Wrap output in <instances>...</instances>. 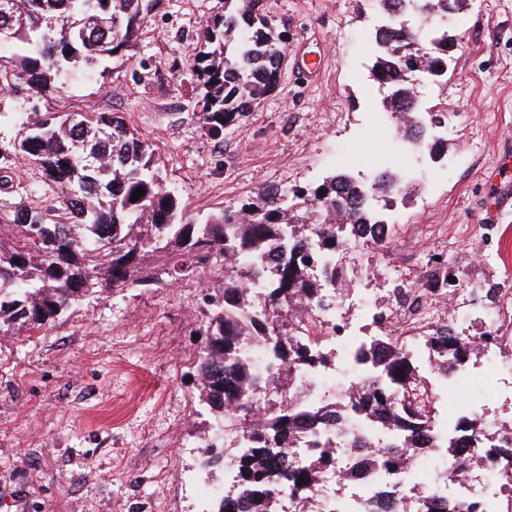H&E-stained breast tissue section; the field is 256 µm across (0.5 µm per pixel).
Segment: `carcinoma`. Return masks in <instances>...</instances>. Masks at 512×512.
Segmentation results:
<instances>
[{
  "mask_svg": "<svg viewBox=\"0 0 512 512\" xmlns=\"http://www.w3.org/2000/svg\"><path fill=\"white\" fill-rule=\"evenodd\" d=\"M3 3L10 9L0 8V28H9L10 35L0 39V91L40 98L60 92L79 60L89 67L130 46L159 0ZM289 34L288 24L268 19L263 0H224V13L207 20L191 62L199 87L195 117L204 131L222 136L277 88ZM376 36L385 53L372 71L391 89L384 108L405 114L414 102L409 81L418 72L443 68L448 35L433 39L422 55L400 27L388 26ZM13 148L58 192L45 207L0 201V331L15 325L41 330L99 286L161 283L158 277H139L149 252L173 276L196 273L221 258L220 300L196 330L206 337L198 365L201 396L214 417L203 464H226L234 472L235 491L221 496L215 512H271L282 486L290 487L299 512H305L319 476L336 466V448L322 441V450L306 464L295 467L288 460L304 420L321 417L319 409L301 411L285 399L292 374L299 364L326 360L295 340V313L320 292L322 283L312 270L336 252L346 225L358 227L373 244L385 241L374 233L372 212L361 206L368 192L344 174L314 189L262 187L199 223L184 220L150 146L108 113L86 112L76 122L69 114H37L19 131ZM139 188L144 195L131 201ZM257 280L267 284L261 300L250 288ZM430 348L458 364L473 354V342L441 327ZM357 361L381 365L404 391L416 375L398 350L382 361L375 346L364 345ZM352 401L361 413L353 421L374 423L390 441L371 446L363 468L399 470L414 439L428 430L425 414L376 387L361 388ZM460 425L477 431L486 421L473 411L458 423L448 421L454 430ZM229 436L237 443L247 439L250 448L226 458ZM460 454L457 444L448 442L439 460L443 472L453 474Z\"/></svg>",
  "mask_w": 512,
  "mask_h": 512,
  "instance_id": "carcinoma-1",
  "label": "carcinoma"
}]
</instances>
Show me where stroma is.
<instances>
[{"instance_id": "stroma-1", "label": "stroma", "mask_w": 512, "mask_h": 512, "mask_svg": "<svg viewBox=\"0 0 512 512\" xmlns=\"http://www.w3.org/2000/svg\"><path fill=\"white\" fill-rule=\"evenodd\" d=\"M224 0H161L134 47L73 72L63 92L40 100L0 97V166L12 169L10 201L48 204L55 196L13 141L30 112L88 110L120 117L159 152L162 176L187 218L203 220L260 186L316 187L344 173L372 185L385 172L402 186L374 193V212L391 236L371 261L349 252L342 293L368 289L381 305L405 276L420 308L427 289L447 278L467 289L450 327L468 337L498 322L502 290L512 289V205L499 210L491 181L512 167V0H483L411 24L446 27L448 66L418 87L427 134L376 136L371 121L387 89L371 68L384 23L379 0H266L273 23H288V47L316 63L308 84L283 68L277 88L223 139L208 136L193 111L190 71L197 34ZM454 116V134L432 125ZM221 264L194 277L120 292L105 289L74 303L51 326L0 332V512H203L202 492L223 484V469L201 464L212 421L198 391L208 300ZM161 336L160 354L145 339Z\"/></svg>"}]
</instances>
